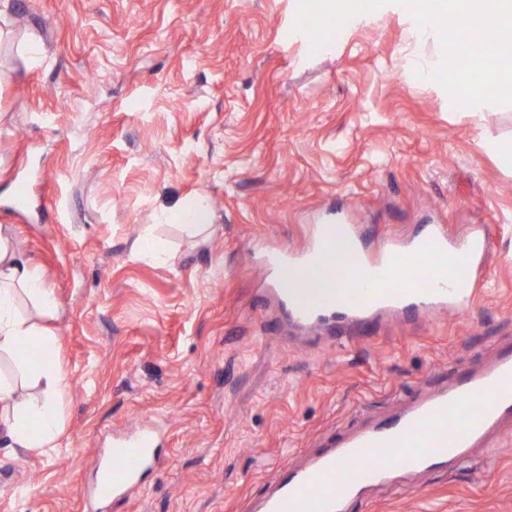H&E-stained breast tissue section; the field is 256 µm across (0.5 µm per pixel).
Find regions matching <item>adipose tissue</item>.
<instances>
[{"instance_id": "obj_1", "label": "adipose tissue", "mask_w": 512, "mask_h": 512, "mask_svg": "<svg viewBox=\"0 0 512 512\" xmlns=\"http://www.w3.org/2000/svg\"><path fill=\"white\" fill-rule=\"evenodd\" d=\"M26 301L33 304L34 313L23 309ZM56 311L52 288L0 232V363L10 369L9 375H0V438L17 452L47 453L59 446L67 374L57 337L40 322ZM26 344L40 348V363L21 356Z\"/></svg>"}]
</instances>
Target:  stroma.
<instances>
[{
    "instance_id": "1",
    "label": "stroma",
    "mask_w": 512,
    "mask_h": 512,
    "mask_svg": "<svg viewBox=\"0 0 512 512\" xmlns=\"http://www.w3.org/2000/svg\"><path fill=\"white\" fill-rule=\"evenodd\" d=\"M298 0H7L0 227L54 288L68 388L60 446L0 450V512H86L113 437L154 426L165 465L107 512H249L327 434L391 412L512 346V106L472 114L415 59L402 6L313 49ZM37 37L38 62L18 46ZM207 196L206 237L161 213ZM314 224L367 250L444 224L486 229V291L461 313L310 344L259 318L256 241ZM160 238L169 260L135 253ZM347 512H512V431L465 463L375 488Z\"/></svg>"
}]
</instances>
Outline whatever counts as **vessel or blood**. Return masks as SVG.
I'll use <instances>...</instances> for the list:
<instances>
[{
    "mask_svg": "<svg viewBox=\"0 0 512 512\" xmlns=\"http://www.w3.org/2000/svg\"><path fill=\"white\" fill-rule=\"evenodd\" d=\"M325 243L324 227L317 224L307 248L283 247L266 254L265 260L272 268H301L324 258ZM489 246L487 233L455 242L449 240L446 225L435 224L421 237L390 241L380 253L356 247V274L347 283L346 297L303 299L285 283L276 284L269 295L286 320L310 331L327 324L355 329L382 311L430 315L464 310L483 292L480 277L465 279L463 287L455 288L436 275L429 287L417 288L406 282L405 275L420 257L436 272L459 254L466 263L478 264ZM511 424L509 347L482 367L460 368L450 384L323 441L307 459L281 468L268 493L253 504V512H344L349 499L367 486L388 483L401 472H429L446 468L452 460L465 462L470 449L487 446L494 433ZM154 436L145 428L115 442L99 464L92 508L138 487L142 470L159 461ZM391 451L396 454L394 462L384 461V454Z\"/></svg>",
    "mask_w": 512,
    "mask_h": 512,
    "instance_id": "obj_1",
    "label": "vessel or blood"
}]
</instances>
